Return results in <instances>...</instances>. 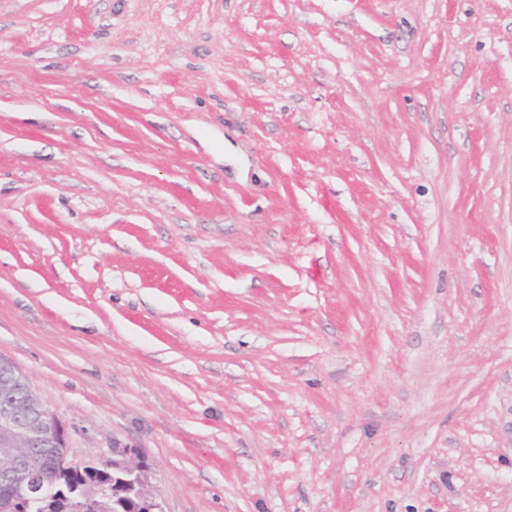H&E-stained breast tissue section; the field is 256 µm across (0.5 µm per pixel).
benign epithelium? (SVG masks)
<instances>
[{
  "label": "benign epithelium",
  "mask_w": 512,
  "mask_h": 512,
  "mask_svg": "<svg viewBox=\"0 0 512 512\" xmlns=\"http://www.w3.org/2000/svg\"><path fill=\"white\" fill-rule=\"evenodd\" d=\"M32 403L38 405L37 413L22 417L10 410V406H3L0 412V444L8 447L17 444L37 446L48 451L52 462L49 474L55 476L66 475L75 470L69 457L68 439L65 428L58 417L46 408L37 397L33 389H28ZM149 466L146 461L136 454H128L120 475L112 478V485H117L126 493L133 495L140 502V509L144 512H160L161 505L149 488ZM38 477L30 471L28 452L21 453L11 469L0 474V509L3 512H24L26 501L14 494V489L34 483ZM108 486L101 484L91 489H81L77 486L67 487V493L62 497L66 501L73 494L80 495L91 503L98 496L107 493Z\"/></svg>",
  "instance_id": "benign-epithelium-1"
}]
</instances>
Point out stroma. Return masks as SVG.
Instances as JSON below:
<instances>
[{"instance_id":"1","label":"stroma","mask_w":512,"mask_h":512,"mask_svg":"<svg viewBox=\"0 0 512 512\" xmlns=\"http://www.w3.org/2000/svg\"><path fill=\"white\" fill-rule=\"evenodd\" d=\"M0 357L164 512H512V0H0ZM149 466L143 458L136 454H129L126 462L120 470L119 476H112V485L118 484L128 494H133L140 502V509L147 512H163L161 504L149 488Z\"/></svg>"}]
</instances>
